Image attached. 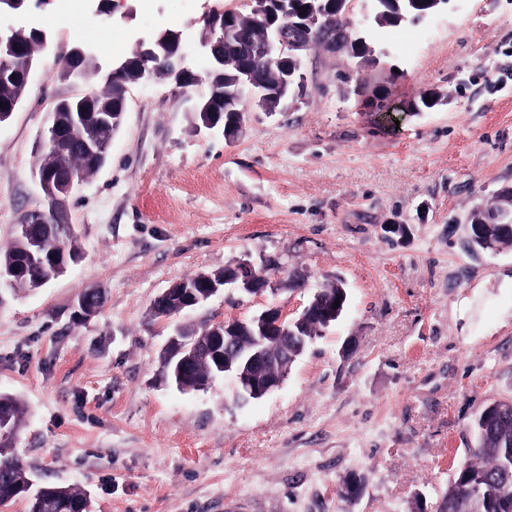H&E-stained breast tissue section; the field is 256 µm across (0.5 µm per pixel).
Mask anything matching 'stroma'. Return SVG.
<instances>
[{
	"label": "stroma",
	"instance_id": "35a3bbf8",
	"mask_svg": "<svg viewBox=\"0 0 512 512\" xmlns=\"http://www.w3.org/2000/svg\"><path fill=\"white\" fill-rule=\"evenodd\" d=\"M134 16L71 0L32 7L53 53L0 126V248L18 217L44 206L33 176L48 106L74 94L55 57L77 42L100 59L171 29L193 47L194 18L241 0H131ZM364 0L347 19L376 64L302 59L305 87L287 111L250 108L225 140L195 128L171 86L132 87L106 163L75 193L81 259L0 306V393L25 408L12 449L34 483L84 491L90 512H439L475 445L474 418L512 399V247L469 250L465 221L512 186V0H453L416 25L378 28ZM398 69L389 111L357 83ZM445 101L406 104L420 90ZM278 258L274 280L305 288L235 289L169 319L154 298L187 274ZM342 279L348 305L258 399L231 381L180 390L160 355L173 329L243 320L281 306L298 315ZM105 291L75 317L80 294ZM353 474L357 498L337 490Z\"/></svg>",
	"mask_w": 512,
	"mask_h": 512
}]
</instances>
